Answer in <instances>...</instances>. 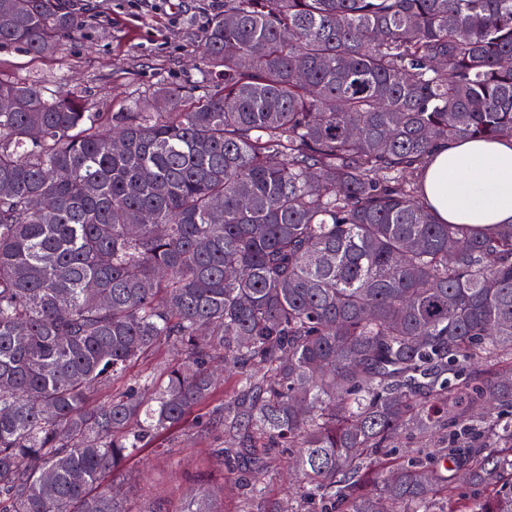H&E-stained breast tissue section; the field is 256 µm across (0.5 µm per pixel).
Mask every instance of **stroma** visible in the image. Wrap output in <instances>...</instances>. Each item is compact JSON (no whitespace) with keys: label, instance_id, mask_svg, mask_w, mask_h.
I'll use <instances>...</instances> for the list:
<instances>
[{"label":"stroma","instance_id":"obj_1","mask_svg":"<svg viewBox=\"0 0 512 512\" xmlns=\"http://www.w3.org/2000/svg\"><path fill=\"white\" fill-rule=\"evenodd\" d=\"M81 12L79 33L60 51L41 58L15 45H0V76L52 85L86 96L100 112H121L137 92L158 81L189 88L199 78L198 44L224 0H66ZM205 408L188 415L177 437L145 449L112 473L122 484L131 512H180L195 484L224 494L226 512H236V489L224 482L213 455L218 433L205 430Z\"/></svg>","mask_w":512,"mask_h":512}]
</instances>
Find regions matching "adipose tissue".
Here are the masks:
<instances>
[{"label":"adipose tissue","instance_id":"obj_1","mask_svg":"<svg viewBox=\"0 0 512 512\" xmlns=\"http://www.w3.org/2000/svg\"><path fill=\"white\" fill-rule=\"evenodd\" d=\"M424 194L440 222L512 223V139H458L439 147Z\"/></svg>","mask_w":512,"mask_h":512}]
</instances>
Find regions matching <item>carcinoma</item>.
I'll use <instances>...</instances> for the list:
<instances>
[{"label":"carcinoma","instance_id":"cac0c4a2","mask_svg":"<svg viewBox=\"0 0 512 512\" xmlns=\"http://www.w3.org/2000/svg\"><path fill=\"white\" fill-rule=\"evenodd\" d=\"M81 26L0 0L37 57ZM203 59L124 112L0 78V512H130L102 480L201 406L238 512L284 467L273 512H512V224L423 192L512 137V0H224ZM167 357L168 356H167L166 349L164 347H160L155 352V354L152 357H150L148 360L139 362V363L135 364L134 366L130 367L126 372L125 377L118 378L114 382L113 391L120 392L123 388L126 387L130 378L149 374L158 363L166 360Z\"/></svg>","mask_w":512,"mask_h":512}]
</instances>
